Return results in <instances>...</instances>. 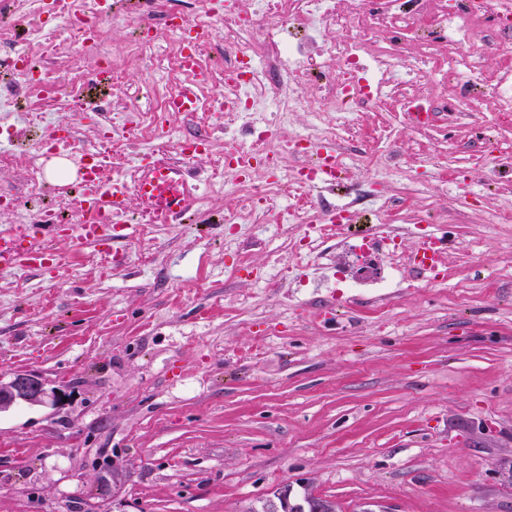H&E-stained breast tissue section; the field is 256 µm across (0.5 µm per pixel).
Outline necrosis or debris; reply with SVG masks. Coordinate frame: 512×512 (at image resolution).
<instances>
[{
  "label": "necrosis or debris",
  "mask_w": 512,
  "mask_h": 512,
  "mask_svg": "<svg viewBox=\"0 0 512 512\" xmlns=\"http://www.w3.org/2000/svg\"><path fill=\"white\" fill-rule=\"evenodd\" d=\"M183 0L160 11L159 0H0V111L19 112L20 124L7 126L9 147L1 167H18L20 191L0 190V212L26 210L30 224H73L78 200L52 193L59 182H74V166L89 162L113 172L130 143L143 145L148 158L190 165L198 152L211 158L218 186L249 188V205L262 207L274 224L298 223L299 211L313 207L319 181L314 161L320 145L336 141L351 114L365 108L386 110L397 102L405 118L426 112L456 111L459 102L488 98L499 116L512 121V0ZM118 15L134 25L126 44L143 68L181 75L177 93H191L209 124L236 120L216 148L208 131L188 135L173 121L145 112L138 95L120 111L112 92L125 82L122 70L101 58L88 72L59 70L55 59L98 48L102 25ZM342 28L345 38L332 36ZM386 46H377L380 32ZM168 41V54L154 47ZM419 52H409V45ZM503 57L495 76L481 58ZM407 70L415 79L451 88L452 97H422L395 85L393 75ZM314 99H306L307 90ZM302 109L313 120L293 137L277 139L270 112L287 115ZM49 112L87 116L98 127L90 140L69 137V157L58 156L45 120ZM303 158L291 170L286 157ZM264 168L268 179L252 182L244 165ZM342 200L333 205L330 223L317 229L320 242H335L328 269L353 293L390 287L400 273L402 227L358 226L357 218L373 187L355 179L352 162L337 153ZM288 190L293 200L277 206L274 196Z\"/></svg>",
  "instance_id": "obj_1"
}]
</instances>
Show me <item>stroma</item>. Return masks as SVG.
Returning <instances> with one entry per match:
<instances>
[{
	"mask_svg": "<svg viewBox=\"0 0 512 512\" xmlns=\"http://www.w3.org/2000/svg\"><path fill=\"white\" fill-rule=\"evenodd\" d=\"M482 141L512 147V123L417 131L391 109L343 135L356 179L384 187L367 216L409 230L401 253L450 233L432 285L351 298L294 270L298 230L225 223L246 193L213 189L204 155L203 207L148 241L117 226L123 263L64 235L59 265L0 274V379L60 394L0 413V512H259L285 488L336 512H512V182L490 181ZM473 421L492 445L465 442Z\"/></svg>",
	"mask_w": 512,
	"mask_h": 512,
	"instance_id": "35a3bbf8",
	"label": "stroma"
}]
</instances>
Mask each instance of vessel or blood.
Masks as SVG:
<instances>
[{
  "mask_svg": "<svg viewBox=\"0 0 512 512\" xmlns=\"http://www.w3.org/2000/svg\"><path fill=\"white\" fill-rule=\"evenodd\" d=\"M137 172L133 184L124 178L108 176L91 182L92 198L86 204L97 216L111 218L138 206L153 223L176 224L191 212L198 190L192 174L174 164L151 166L134 158ZM60 232L56 224H21L15 234L0 237V273L23 266L52 262L53 252L45 244ZM448 252L446 237L434 236L420 242L410 253L409 265L419 274L433 273Z\"/></svg>",
  "mask_w": 512,
  "mask_h": 512,
  "instance_id": "1",
  "label": "vessel or blood"
}]
</instances>
